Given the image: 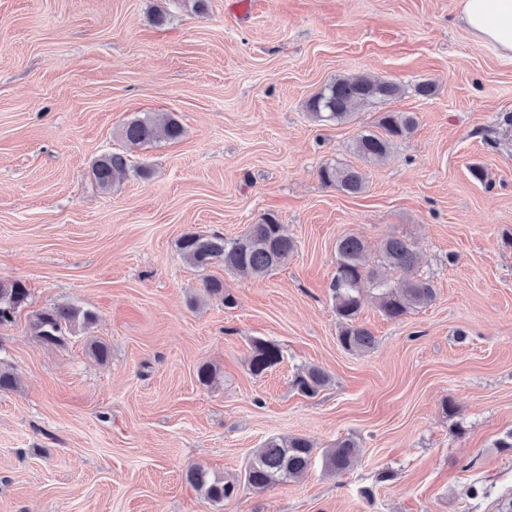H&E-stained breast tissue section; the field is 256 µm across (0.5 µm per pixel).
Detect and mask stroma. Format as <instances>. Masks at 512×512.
Returning a JSON list of instances; mask_svg holds the SVG:
<instances>
[{"mask_svg": "<svg viewBox=\"0 0 512 512\" xmlns=\"http://www.w3.org/2000/svg\"><path fill=\"white\" fill-rule=\"evenodd\" d=\"M459 13L460 0H0V280L30 291L0 326L19 378L0 391V512H497L512 496L497 445L512 431V59ZM358 74L403 93L343 123L310 117L326 83ZM146 112L174 114L183 137L126 144ZM384 112L418 125L371 164L352 144ZM112 152L131 172L106 191L91 167ZM327 164L361 169L364 192L324 186ZM269 214L296 243L288 265L261 280L212 267L235 303L207 296L181 236L232 237ZM345 234L407 239L436 287L397 321L365 301V353L338 341ZM61 302L97 321L42 345L30 318ZM257 337L283 354L259 376ZM314 365L331 383L307 398L292 380ZM274 436L313 441L305 478L217 505L187 482L194 464L242 477ZM347 438L359 456L326 472L322 450Z\"/></svg>", "mask_w": 512, "mask_h": 512, "instance_id": "35a3bbf8", "label": "stroma"}]
</instances>
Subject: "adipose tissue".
I'll use <instances>...</instances> for the list:
<instances>
[{
  "mask_svg": "<svg viewBox=\"0 0 512 512\" xmlns=\"http://www.w3.org/2000/svg\"><path fill=\"white\" fill-rule=\"evenodd\" d=\"M461 20L479 40L512 57V0H461Z\"/></svg>",
  "mask_w": 512,
  "mask_h": 512,
  "instance_id": "1",
  "label": "adipose tissue"
}]
</instances>
